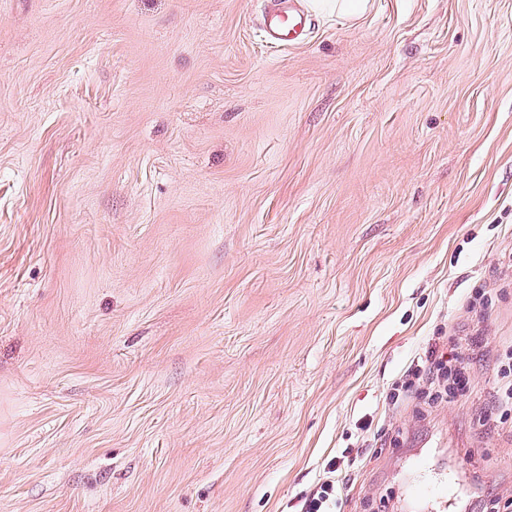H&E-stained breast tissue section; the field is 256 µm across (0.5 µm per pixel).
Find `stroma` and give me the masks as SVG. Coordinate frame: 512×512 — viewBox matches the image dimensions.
I'll use <instances>...</instances> for the list:
<instances>
[{
	"mask_svg": "<svg viewBox=\"0 0 512 512\" xmlns=\"http://www.w3.org/2000/svg\"><path fill=\"white\" fill-rule=\"evenodd\" d=\"M263 10L0 0V512H286L357 446L336 512L512 498V0ZM439 336L469 392L393 406ZM263 31L270 44H296L312 26L311 15L298 0H266L262 16ZM499 393H497V407L502 413L500 420L508 416L512 411V374L510 367L502 368L499 373Z\"/></svg>",
	"mask_w": 512,
	"mask_h": 512,
	"instance_id": "35a3bbf8",
	"label": "stroma"
}]
</instances>
